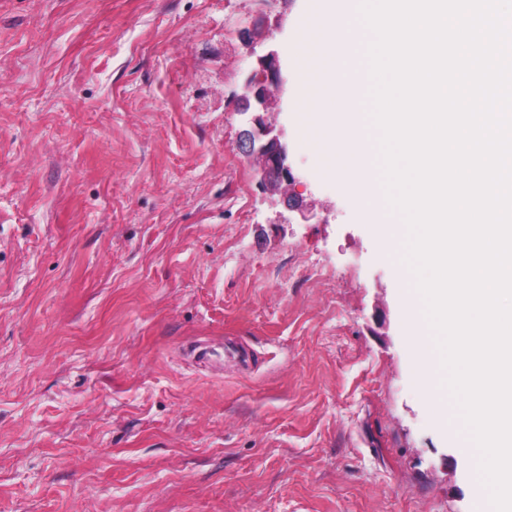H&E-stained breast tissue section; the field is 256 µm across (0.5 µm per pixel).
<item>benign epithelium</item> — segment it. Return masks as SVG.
I'll return each mask as SVG.
<instances>
[{
  "mask_svg": "<svg viewBox=\"0 0 512 512\" xmlns=\"http://www.w3.org/2000/svg\"><path fill=\"white\" fill-rule=\"evenodd\" d=\"M282 84L278 54L270 50L247 72L238 108L246 124L239 149L253 162L259 182L271 192H282L295 181L281 133L266 119L276 109Z\"/></svg>",
  "mask_w": 512,
  "mask_h": 512,
  "instance_id": "7a95c632",
  "label": "benign epithelium"
}]
</instances>
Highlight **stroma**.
<instances>
[{
	"label": "stroma",
	"instance_id": "35a3bbf8",
	"mask_svg": "<svg viewBox=\"0 0 512 512\" xmlns=\"http://www.w3.org/2000/svg\"><path fill=\"white\" fill-rule=\"evenodd\" d=\"M319 0H0V512H476L404 286L294 109ZM302 221L239 148L268 50Z\"/></svg>",
	"mask_w": 512,
	"mask_h": 512
}]
</instances>
